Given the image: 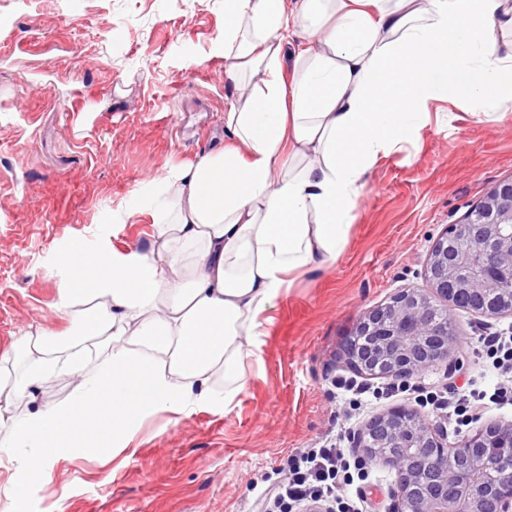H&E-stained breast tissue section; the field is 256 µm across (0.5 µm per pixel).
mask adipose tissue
<instances>
[{"label": "adipose tissue", "mask_w": 512, "mask_h": 512, "mask_svg": "<svg viewBox=\"0 0 512 512\" xmlns=\"http://www.w3.org/2000/svg\"><path fill=\"white\" fill-rule=\"evenodd\" d=\"M224 59L238 89L223 150L152 189L147 252L71 245L60 310L79 333L41 329L0 399L9 446L38 448L43 479L59 449L127 445L159 410L231 403L248 386L245 344L289 276L342 252L365 178L420 128L440 95L512 102V0H224ZM109 352L86 371V342ZM78 376L72 399L7 419L48 377Z\"/></svg>", "instance_id": "1"}]
</instances>
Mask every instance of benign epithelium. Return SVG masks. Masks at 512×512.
Instances as JSON below:
<instances>
[{
  "instance_id": "1",
  "label": "benign epithelium",
  "mask_w": 512,
  "mask_h": 512,
  "mask_svg": "<svg viewBox=\"0 0 512 512\" xmlns=\"http://www.w3.org/2000/svg\"><path fill=\"white\" fill-rule=\"evenodd\" d=\"M512 275V179L498 183L461 224L435 242L426 263L449 321L430 319L427 296L406 289L363 312L340 356L368 376L406 378L444 359L458 344L454 312L512 315L497 305L503 273ZM447 428L395 407L353 434L360 458L396 473L394 512H512V424H487L448 447Z\"/></svg>"
}]
</instances>
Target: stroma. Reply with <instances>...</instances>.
Instances as JSON below:
<instances>
[{
	"mask_svg": "<svg viewBox=\"0 0 512 512\" xmlns=\"http://www.w3.org/2000/svg\"><path fill=\"white\" fill-rule=\"evenodd\" d=\"M236 96L224 0H0V378L23 372L14 345L26 331L74 327L56 306L72 242L152 249L153 182L223 148ZM427 110L418 133L368 172L337 261L298 277L268 310L246 391L226 407L161 414L106 459L61 449L18 500L4 493L25 482L18 458L0 450V512H258L287 459L314 443L351 447L354 432L397 406L443 423L413 389L488 388L479 338L512 327V315L462 310L458 346L407 377V392L366 394L355 409L331 384L353 376L393 387L391 377L353 374L340 358L344 337L400 290L431 293L434 243L512 179V104L493 121L462 100ZM75 386L51 376L12 413L64 402ZM360 487L367 512H393L389 468L375 465Z\"/></svg>",
	"mask_w": 512,
	"mask_h": 512,
	"instance_id": "35a3bbf8",
	"label": "stroma"
}]
</instances>
